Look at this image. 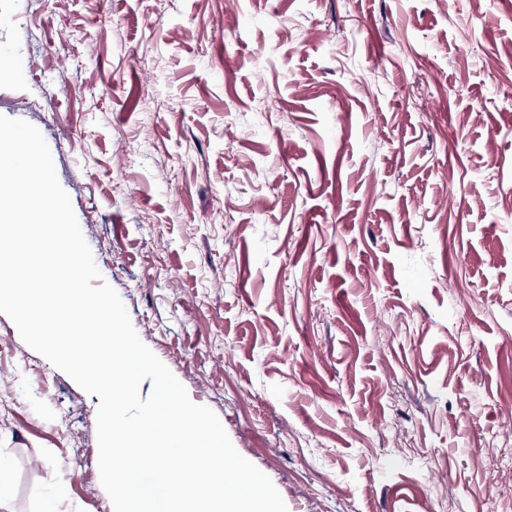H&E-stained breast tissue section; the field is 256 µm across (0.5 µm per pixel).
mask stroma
<instances>
[{
	"label": "stroma",
	"mask_w": 512,
	"mask_h": 512,
	"mask_svg": "<svg viewBox=\"0 0 512 512\" xmlns=\"http://www.w3.org/2000/svg\"><path fill=\"white\" fill-rule=\"evenodd\" d=\"M103 281L287 512H512V0H0ZM0 314L11 512H111Z\"/></svg>",
	"instance_id": "1"
}]
</instances>
